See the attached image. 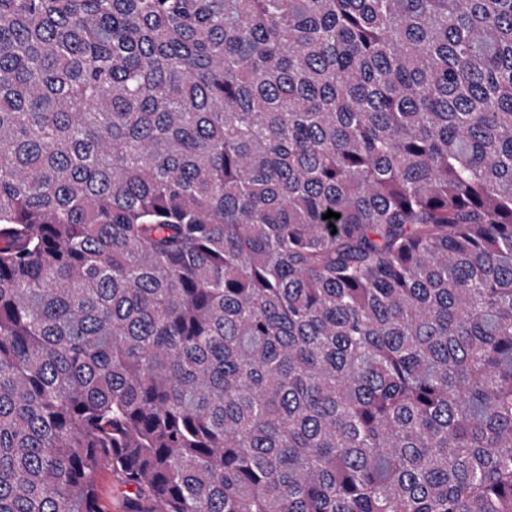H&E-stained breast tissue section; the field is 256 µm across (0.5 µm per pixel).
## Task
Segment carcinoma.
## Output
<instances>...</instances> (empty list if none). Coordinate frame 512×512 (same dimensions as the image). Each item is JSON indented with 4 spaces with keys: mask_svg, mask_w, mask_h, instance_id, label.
<instances>
[{
    "mask_svg": "<svg viewBox=\"0 0 512 512\" xmlns=\"http://www.w3.org/2000/svg\"><path fill=\"white\" fill-rule=\"evenodd\" d=\"M104 470L512 512V0H0V512Z\"/></svg>",
    "mask_w": 512,
    "mask_h": 512,
    "instance_id": "carcinoma-1",
    "label": "carcinoma"
}]
</instances>
